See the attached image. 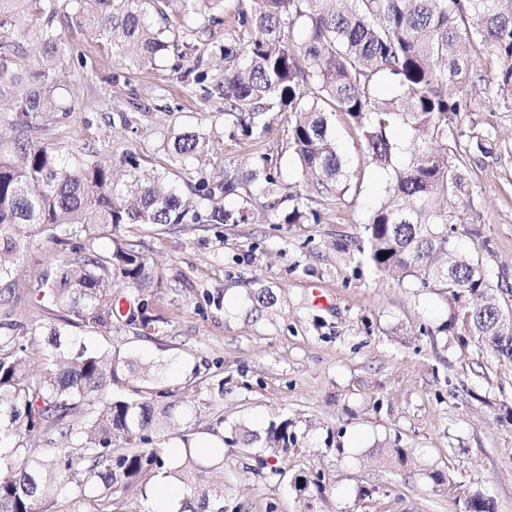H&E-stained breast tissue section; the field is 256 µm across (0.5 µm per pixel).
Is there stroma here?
I'll return each instance as SVG.
<instances>
[{
    "mask_svg": "<svg viewBox=\"0 0 512 512\" xmlns=\"http://www.w3.org/2000/svg\"><path fill=\"white\" fill-rule=\"evenodd\" d=\"M55 25L72 47L58 66V94L72 111L45 123L38 143L65 155L90 148L108 160L132 148L161 170L162 136L200 129L212 162L244 168L264 154L281 183L305 188L287 117L273 120L264 137L235 140L224 134L223 99L184 93V84L223 73V25L201 33L210 45L204 57L171 56L157 70L118 63L110 44L73 27L65 13ZM463 99L459 125L490 131L505 152L477 154L462 166L467 189L455 204L456 241L479 260L495 302L512 311V112L475 77ZM131 111L137 122L128 127L120 115ZM335 130L350 188L317 198L320 223L259 216L249 224L127 226L123 238L150 262L147 294L160 331L145 338L118 318L110 335L78 337L157 364L176 404L192 408L179 426L191 438L240 423L260 432L283 415L296 420L300 437L279 461L283 478L256 475L244 449L220 447L219 476L242 512H460L466 489L489 498L494 512H512V422L503 417L512 407V364L452 335H421V327L447 320L446 301L415 280L358 265L347 252L382 201L387 176L366 167L343 120ZM87 246L112 243H33L11 296L0 301V322L28 329L31 368L57 321L35 285L61 256ZM258 288L272 289L277 303L254 313L248 297ZM394 445L412 449L406 465L379 458L380 447ZM431 470L442 471L447 485H434ZM317 473L322 488H295V476ZM364 487L370 497H361Z\"/></svg>",
    "mask_w": 512,
    "mask_h": 512,
    "instance_id": "stroma-1",
    "label": "stroma"
}]
</instances>
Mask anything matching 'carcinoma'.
Returning <instances> with one entry per match:
<instances>
[{
    "mask_svg": "<svg viewBox=\"0 0 512 512\" xmlns=\"http://www.w3.org/2000/svg\"><path fill=\"white\" fill-rule=\"evenodd\" d=\"M71 24L112 45L119 60L154 65L169 53L201 47L187 42L189 22H224L213 5L222 0H178L181 34L170 36L169 0H69ZM30 24L16 32L20 10ZM162 25L154 26L149 12ZM56 0H0V102L10 104L14 156L0 152V284L13 274L37 240L64 243L82 236L108 238L106 252L74 251L44 271L39 298L64 313L71 326L112 332L113 288L126 287V322L138 336L159 332L145 291L148 257L118 238L129 224H248L257 207L251 190L261 185L262 210L271 224L320 221L315 198L346 191L348 175L336 147L333 120L341 114L368 164L389 174L386 199L371 213L354 242L359 262L395 280L416 279L450 304L438 332L473 341L499 363H512V315L488 304L487 276L479 261L459 251L458 211L464 192L454 162L491 154V132L457 127L462 92L477 53L499 61L478 73L498 102L512 112V0H237V22L224 31V76L203 88L224 99L229 136L265 134L277 115H288V146L298 158L309 193L286 191L262 154L245 175L203 163L206 134L164 137L157 151L191 178L182 184L149 169L133 149L119 158L127 182L114 179L112 162L93 153L63 162L52 147L34 143L50 114L62 110L54 68L31 58L59 60L70 45L54 26ZM400 92L378 95L379 80ZM404 126L412 151L404 165L394 130ZM291 202L279 210V196ZM27 346L16 323H0V512H103L126 499L152 471L183 485L170 512H241L221 485L200 481L203 467L177 432V404L166 402L157 366L117 350L91 348L58 325L48 328L42 369H29ZM129 373L142 386L131 397L112 387ZM48 431L61 448H40ZM178 438L185 455L172 459L153 438ZM262 442L253 471L284 474L268 465L298 443L295 422H270L264 435L234 425L224 442ZM464 512H493L479 492L464 498Z\"/></svg>",
    "mask_w": 512,
    "mask_h": 512,
    "instance_id": "obj_1",
    "label": "carcinoma"
}]
</instances>
